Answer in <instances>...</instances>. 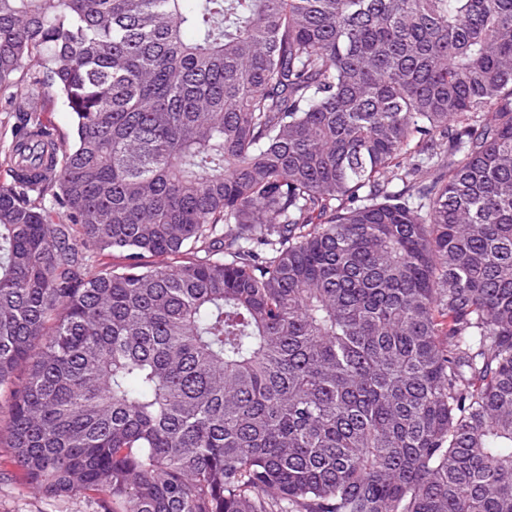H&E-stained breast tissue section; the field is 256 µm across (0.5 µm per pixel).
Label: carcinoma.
<instances>
[{
  "label": "carcinoma",
  "mask_w": 512,
  "mask_h": 512,
  "mask_svg": "<svg viewBox=\"0 0 512 512\" xmlns=\"http://www.w3.org/2000/svg\"><path fill=\"white\" fill-rule=\"evenodd\" d=\"M19 87L0 392L29 485L512 512V0H0ZM38 108L43 111L44 121L53 126L61 138L71 139L73 119L58 96L47 95L44 101H39Z\"/></svg>",
  "instance_id": "carcinoma-1"
}]
</instances>
